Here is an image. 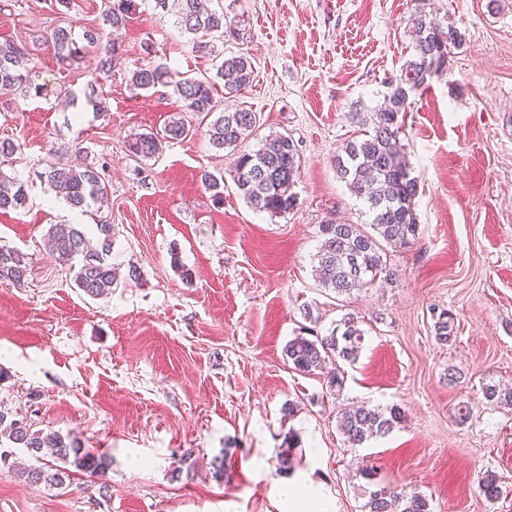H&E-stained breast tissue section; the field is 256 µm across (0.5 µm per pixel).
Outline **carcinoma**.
Returning a JSON list of instances; mask_svg holds the SVG:
<instances>
[{"label": "carcinoma", "mask_w": 512, "mask_h": 512, "mask_svg": "<svg viewBox=\"0 0 512 512\" xmlns=\"http://www.w3.org/2000/svg\"><path fill=\"white\" fill-rule=\"evenodd\" d=\"M137 0H106L102 25L86 28L75 37L73 25L63 23L47 33L45 42L58 61L71 65L82 60L90 48L95 51L96 71L107 75L118 48L102 44V31L119 30L130 24L137 14ZM177 25L192 36V46L203 55L215 53V42L234 34L227 24L224 10L206 8L201 0H178ZM415 40L413 55L400 74L387 82L384 104L373 112H353L352 122L362 127L360 133L346 140L336 154V173L363 207L367 221L360 224L330 219L319 225L322 243L317 254L315 277L324 288L336 295L374 287L377 281L392 279L388 251L403 249L414 243L419 233L416 213L418 182L411 176L410 165L401 143L402 116L411 105L410 98L428 87L427 68L435 64L441 72L448 67V49L461 39L450 25L442 28L421 7L411 17ZM30 52L26 45L14 41L0 42V86L13 89L24 97L44 94L42 87L31 83ZM253 69L243 54L225 58L216 77L224 80L225 94L238 96L252 82ZM130 86L149 91L171 86L184 103L185 110L205 118L216 115L209 124V141L217 149L237 150L260 128L258 113L241 105L232 111L217 112L215 82L207 77L175 79L165 65L138 67L132 71ZM136 157L152 158L158 150L150 135H140L128 142ZM301 159L291 136L278 134L261 140L255 151L239 153L233 181L238 192L257 211L286 215L297 206L292 191L300 177ZM40 177L74 210L108 205V183L92 165H75L61 161L45 164ZM202 187L211 192L215 202L224 200V179L209 171L200 174ZM27 204L25 184L17 177L0 172V211L17 210ZM98 246L89 247L81 224H53L45 247L57 260L74 271V284L86 296L96 299L108 293L117 280V269L109 261L112 252V225L105 220L96 224ZM26 257L16 249L0 247V280L21 285L27 277ZM304 326L285 346V356L295 370L311 374L324 369L330 360L355 363L360 355L364 330L351 314L344 315L327 334L316 333L318 322L313 310L302 308ZM433 332L437 343L446 345L455 339L454 318L446 310L433 314ZM489 405L512 404V387L486 384L482 387ZM402 419L400 408L385 410L359 406L341 414L338 427L352 449L360 448L375 437L387 435ZM285 449L278 457L282 471L291 469L290 449L300 446L298 437L288 432ZM33 456L49 455L57 464L49 469L29 468L19 471L29 483H45L65 488L71 469L102 473L107 457L86 451L75 440L58 432L35 430L28 422L0 409V465H10L16 451ZM359 476L365 481L361 512H431L426 494L417 488L394 487L382 482L373 467L362 466Z\"/></svg>", "instance_id": "1"}]
</instances>
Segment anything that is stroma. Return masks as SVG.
Segmentation results:
<instances>
[{
	"instance_id": "obj_1",
	"label": "stroma",
	"mask_w": 512,
	"mask_h": 512,
	"mask_svg": "<svg viewBox=\"0 0 512 512\" xmlns=\"http://www.w3.org/2000/svg\"><path fill=\"white\" fill-rule=\"evenodd\" d=\"M222 2L235 33L217 50L245 53L254 70L242 101L262 126L245 150L276 133L298 145L297 206L285 215L255 211L238 195L234 153L210 144L207 122L185 112L173 88H131L140 66L216 72L152 0H140L118 36L99 114L84 99L93 57L65 66L44 37L66 19L99 24L102 0H72L64 15L56 0H0V42L25 43L47 89L0 95V140L24 145L0 171L29 195L25 207L0 213V246L29 263L24 285L0 281V407L110 461L102 474L73 471L62 489L1 467L0 512H296L280 494L288 482L310 488L311 512H361L353 472L362 458L383 481L425 493L432 512H512V407L481 394L487 383L512 386V0H429L462 41L403 117L419 235L389 253L392 281L340 297L315 279L319 226L362 215L333 159L356 130L351 113L373 111L411 58L418 0ZM179 116L194 133L168 139ZM142 134L161 139L155 157L129 152ZM57 158L102 167L110 185L104 215L119 281L98 299L44 245L62 221L95 230L93 216L70 210L37 177L39 161ZM204 170L223 176V203L202 187ZM306 305L320 330L352 313L365 332L341 395L284 355ZM434 305L453 314L450 345L434 339ZM352 402L395 405L404 417L354 450L336 421ZM462 402L472 407L466 422L457 418ZM291 431L302 458L282 474L277 457ZM220 456L221 481L212 467ZM488 474L502 488L494 501L480 489Z\"/></svg>"
}]
</instances>
